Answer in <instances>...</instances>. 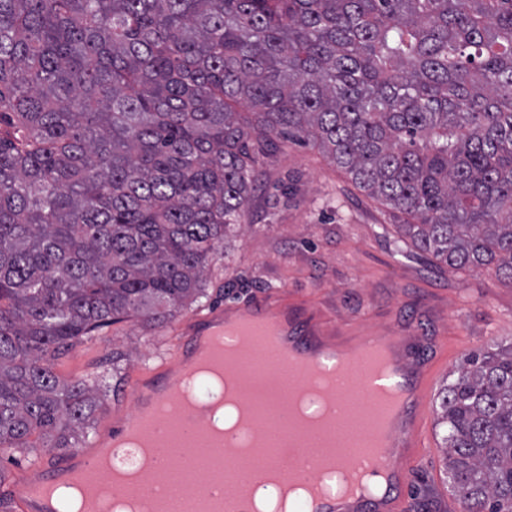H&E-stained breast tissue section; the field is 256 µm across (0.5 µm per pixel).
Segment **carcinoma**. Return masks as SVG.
Returning <instances> with one entry per match:
<instances>
[{"label": "carcinoma", "mask_w": 512, "mask_h": 512, "mask_svg": "<svg viewBox=\"0 0 512 512\" xmlns=\"http://www.w3.org/2000/svg\"><path fill=\"white\" fill-rule=\"evenodd\" d=\"M3 117L0 455L75 447L99 395L52 358L207 297L284 143L512 286V0H0ZM439 399L463 512H512V348Z\"/></svg>", "instance_id": "1"}]
</instances>
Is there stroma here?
<instances>
[{
  "mask_svg": "<svg viewBox=\"0 0 512 512\" xmlns=\"http://www.w3.org/2000/svg\"><path fill=\"white\" fill-rule=\"evenodd\" d=\"M246 228L212 262L207 291L219 306L282 289L338 326L370 312L373 324L410 328L446 340L424 400L430 445L400 492L402 512H461L449 485L437 426L436 398L466 357L512 344V287L493 268H456L402 241L390 209L357 188L319 149L291 145L263 158ZM243 287L224 295V284ZM200 307L188 306L162 328L128 318L101 327L53 360L64 381L99 377L105 399L93 426L112 420L130 401L136 367L157 364L177 348L179 328Z\"/></svg>",
  "mask_w": 512,
  "mask_h": 512,
  "instance_id": "obj_1",
  "label": "stroma"
}]
</instances>
